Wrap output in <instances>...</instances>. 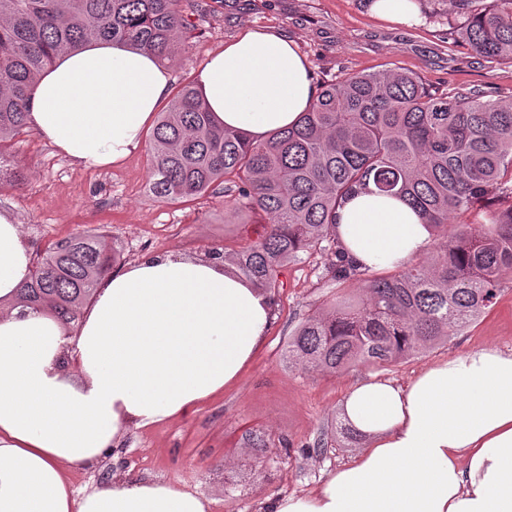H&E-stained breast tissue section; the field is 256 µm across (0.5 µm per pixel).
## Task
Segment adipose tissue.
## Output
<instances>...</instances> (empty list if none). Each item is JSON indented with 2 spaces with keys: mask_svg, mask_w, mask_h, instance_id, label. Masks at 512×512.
I'll return each mask as SVG.
<instances>
[{
  "mask_svg": "<svg viewBox=\"0 0 512 512\" xmlns=\"http://www.w3.org/2000/svg\"><path fill=\"white\" fill-rule=\"evenodd\" d=\"M171 81L153 54L93 41L44 70L29 124L74 165L117 164ZM196 83L219 124L257 140L297 123L314 96L304 57L272 31L225 42ZM336 237L359 270H392L426 253L432 230L397 197L359 194L338 209ZM31 263L0 212V512H210L166 481L79 490L68 473L96 466L129 427L187 415L236 383L270 327L269 294L205 256L147 255L114 268L70 332L49 307L14 305ZM342 414L363 438L357 454L266 512H512V351L440 360L404 384L355 382Z\"/></svg>",
  "mask_w": 512,
  "mask_h": 512,
  "instance_id": "1",
  "label": "adipose tissue"
}]
</instances>
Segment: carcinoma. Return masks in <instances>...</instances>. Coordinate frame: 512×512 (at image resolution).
Segmentation results:
<instances>
[{
  "label": "carcinoma",
  "mask_w": 512,
  "mask_h": 512,
  "mask_svg": "<svg viewBox=\"0 0 512 512\" xmlns=\"http://www.w3.org/2000/svg\"><path fill=\"white\" fill-rule=\"evenodd\" d=\"M466 15L457 40L488 60L512 63V0H456ZM180 0H0V182L22 181L11 142L29 132L31 90L56 54L110 38L170 61L187 39ZM150 149V193L191 201L224 190V208L270 224L228 254L265 292L279 269L312 251L336 281L357 274L336 241V213L373 190L399 197L437 232V255L365 280L357 300L337 297L297 326L288 362L337 372L385 367L426 351L476 321L512 274V98L437 94L410 72L347 74L320 87L291 127L255 141L219 127L189 83L160 113ZM485 208L480 235L448 225ZM119 256L95 232H77L36 253L21 302L50 305L70 324Z\"/></svg>",
  "instance_id": "carcinoma-1"
}]
</instances>
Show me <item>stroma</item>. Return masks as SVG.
<instances>
[{
	"mask_svg": "<svg viewBox=\"0 0 512 512\" xmlns=\"http://www.w3.org/2000/svg\"><path fill=\"white\" fill-rule=\"evenodd\" d=\"M407 23L377 16L373 0H181L192 36L171 66L172 90L192 82L208 56L246 28L284 35L305 58L313 87L345 73L399 68L439 93L469 91L512 95V64L486 60L455 39L463 22L455 0H414ZM27 178L0 184V211L12 213L32 249L82 231L103 233L128 263L146 253L204 255L254 241L259 224H228L224 198L206 194L181 203L148 190L149 142L121 165H72L31 131L13 149ZM313 252L285 264L272 292L274 318L252 363L223 394L194 412L150 429L129 428L119 448L99 466L74 471L76 487L108 485L125 472L168 481L196 492L211 512H264L267 499L317 488L358 446L333 439L327 426L340 411L346 388L359 379L406 382L425 366L481 348L512 349V278L499 285L495 304L448 341L385 368L360 364L336 374L289 364V335L337 294H357L356 276L336 281ZM264 436L263 449L250 435Z\"/></svg>",
	"mask_w": 512,
	"mask_h": 512,
	"instance_id": "35a3bbf8",
	"label": "stroma"
}]
</instances>
